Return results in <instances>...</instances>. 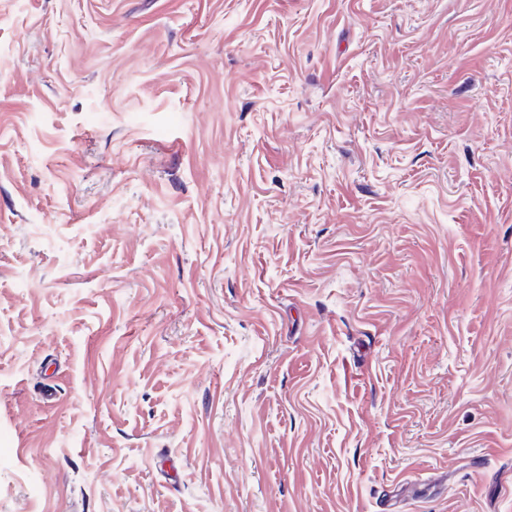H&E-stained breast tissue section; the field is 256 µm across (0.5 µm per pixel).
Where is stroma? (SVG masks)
<instances>
[{"instance_id": "obj_1", "label": "stroma", "mask_w": 512, "mask_h": 512, "mask_svg": "<svg viewBox=\"0 0 512 512\" xmlns=\"http://www.w3.org/2000/svg\"><path fill=\"white\" fill-rule=\"evenodd\" d=\"M0 512H512V0H0Z\"/></svg>"}]
</instances>
